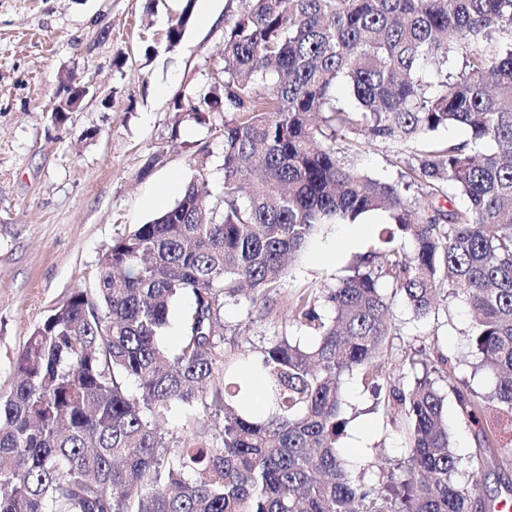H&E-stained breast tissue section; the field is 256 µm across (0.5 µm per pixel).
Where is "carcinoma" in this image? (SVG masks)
Instances as JSON below:
<instances>
[{
	"instance_id": "cac0c4a2",
	"label": "carcinoma",
	"mask_w": 512,
	"mask_h": 512,
	"mask_svg": "<svg viewBox=\"0 0 512 512\" xmlns=\"http://www.w3.org/2000/svg\"><path fill=\"white\" fill-rule=\"evenodd\" d=\"M242 2L224 67L175 103L193 119L226 114L221 194L189 181L172 206L112 240L93 287L34 325L0 394V512H493L484 470L504 445L480 428L459 476L446 393L428 376L384 399L406 438L398 462L371 463L385 483L352 477L339 439L344 377H370L396 351L385 282L416 319L443 289L465 305L493 391L459 388L441 354L433 372L461 422L486 411L512 429V0ZM341 81L352 107L336 98ZM450 124L469 138L438 139ZM365 139L387 146L396 178L337 155L339 143L359 154ZM413 185L426 208L406 197ZM376 211L392 222L328 289L330 312L315 295L296 299L294 320L315 342L281 336L242 354L264 383L254 410L217 341L224 299L246 287L251 303H269L318 225ZM184 295L180 347L168 355L161 338ZM210 405L223 416L200 442L199 408ZM174 406L185 436L171 447L159 421Z\"/></svg>"
}]
</instances>
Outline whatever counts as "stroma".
I'll return each mask as SVG.
<instances>
[{"instance_id":"35a3bbf8","label":"stroma","mask_w":512,"mask_h":512,"mask_svg":"<svg viewBox=\"0 0 512 512\" xmlns=\"http://www.w3.org/2000/svg\"><path fill=\"white\" fill-rule=\"evenodd\" d=\"M183 4L0 0V393L14 384L15 362L33 326L74 289L91 287L114 238L159 214L151 200L161 188L201 176L212 193L222 189L223 113L181 120L174 101L222 67L225 25L242 3L212 0L214 21L204 26L191 17L170 50L165 34ZM67 76L88 93L55 125L49 112ZM386 221L379 212L321 225L269 304L225 299V354L238 356L283 334L311 343L293 320L295 299L335 287L356 256L377 245ZM390 323L397 352L380 364L382 389L413 384L418 366L437 352L451 359L459 385L492 387L468 342L459 300L440 301L417 321L397 299ZM343 390L346 457L403 458V439L360 374L348 377Z\"/></svg>"}]
</instances>
